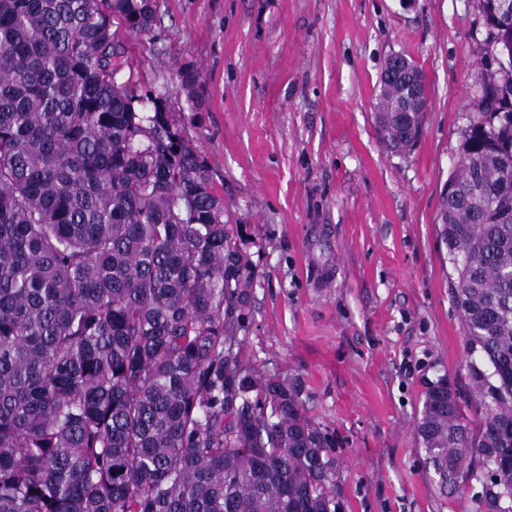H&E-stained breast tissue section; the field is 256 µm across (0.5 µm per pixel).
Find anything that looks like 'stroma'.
<instances>
[{"instance_id":"stroma-1","label":"stroma","mask_w":512,"mask_h":512,"mask_svg":"<svg viewBox=\"0 0 512 512\" xmlns=\"http://www.w3.org/2000/svg\"><path fill=\"white\" fill-rule=\"evenodd\" d=\"M153 31L120 30L122 80L186 107L248 262L239 356L296 382L336 458L341 512H471L448 494L415 426L425 392H467L461 318L437 234L440 199L477 94L486 36L478 0H155ZM402 53L428 112L410 151L382 142L379 77ZM176 74L185 95L187 111L190 112L188 118L194 119L200 114L198 112L203 111L204 105L198 90V69L192 63H184L178 67Z\"/></svg>"}]
</instances>
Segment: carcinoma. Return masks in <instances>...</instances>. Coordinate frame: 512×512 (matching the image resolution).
<instances>
[{
	"instance_id": "1",
	"label": "carcinoma",
	"mask_w": 512,
	"mask_h": 512,
	"mask_svg": "<svg viewBox=\"0 0 512 512\" xmlns=\"http://www.w3.org/2000/svg\"><path fill=\"white\" fill-rule=\"evenodd\" d=\"M479 0L481 100L441 197L466 400L427 390L416 432L441 488L512 512V48ZM154 0H0V512H338L336 459L297 385L236 351L247 263L185 113L118 80V28ZM190 118L199 72L177 69ZM380 77L386 146L426 111Z\"/></svg>"
}]
</instances>
